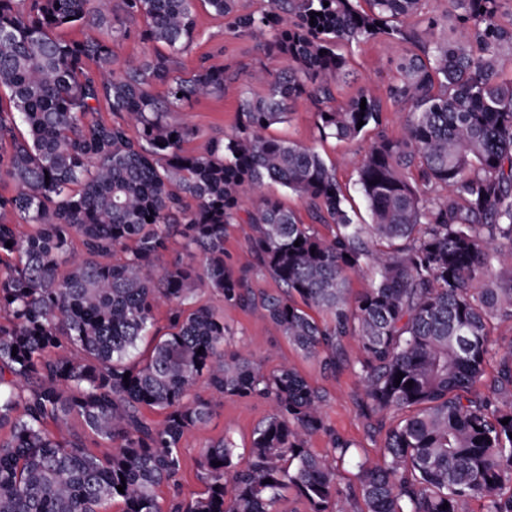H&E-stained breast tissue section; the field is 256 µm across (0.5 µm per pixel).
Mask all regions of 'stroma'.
<instances>
[{
	"label": "stroma",
	"mask_w": 512,
	"mask_h": 512,
	"mask_svg": "<svg viewBox=\"0 0 512 512\" xmlns=\"http://www.w3.org/2000/svg\"><path fill=\"white\" fill-rule=\"evenodd\" d=\"M198 19L202 38L178 58L177 74H190L200 57L205 56L210 64L237 72L238 79L226 86L223 95L200 99L178 112L179 120L200 131L198 137L185 145L186 150L192 152L202 150L209 138L231 135L241 96L249 90L267 89L285 67L283 59L264 53L254 39L228 34L223 20L205 11L200 12ZM401 52V45L382 38L354 48L350 54V75L346 83L339 86L338 100H345L359 89L383 95L394 76L393 62ZM315 121L314 106L301 99L294 104L287 120L273 125L268 134L301 145L316 146L326 164L335 167L336 178L357 213V223H369L370 217L355 181L357 166L374 139V131H366L354 140L331 138L322 142L318 139ZM224 324L229 331L224 343L226 351L253 355L267 372L285 363L293 365L311 385L325 392L327 425L352 444L349 456L338 465L340 496L334 507L336 512H360L363 501L354 478V463L365 458L378 459L383 452V436L370 429L368 419L359 408L361 387L355 370L362 351L357 338L344 339L342 365L336 374L330 375L323 373L316 361L304 358L267 321L253 312L225 307ZM270 411V403L259 398L225 400L204 426L186 436L183 442L186 465L178 478L179 486L175 489L159 487L157 494L161 503H168L175 495L187 501L201 493L204 483L197 466L201 449L229 435L240 451H247L255 428Z\"/></svg>",
	"instance_id": "35a3bbf8"
}]
</instances>
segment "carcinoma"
I'll use <instances>...</instances> for the list:
<instances>
[{"label":"carcinoma","instance_id":"obj_1","mask_svg":"<svg viewBox=\"0 0 512 512\" xmlns=\"http://www.w3.org/2000/svg\"><path fill=\"white\" fill-rule=\"evenodd\" d=\"M198 1L288 68L265 94L244 93L234 134L189 152L198 131L175 113L231 80L205 56L174 75L200 37ZM505 2L0 0V184L11 185L0 193V512H99L115 500L163 512L156 490L182 472L183 439L226 398L264 399L272 412L245 465L228 437L205 446L204 491L168 512H275L290 490L329 512L351 443L327 426L325 394L293 367L266 373L224 352V313L200 301L208 291L260 314L325 371L344 338L359 340L362 410L385 431L381 459L355 463L365 512H465L473 499L512 512V347L491 338L495 320L512 319V285L478 287L493 276L489 251L512 266ZM83 24L103 35H61ZM131 37L145 56L118 69L114 45ZM376 38L403 45L386 98L338 100L349 70L339 47ZM299 99L315 107L322 140L375 131L356 181L370 223L354 222L316 148L266 134ZM391 108L407 111L396 136ZM269 182L311 223L264 195ZM246 199L254 265L236 270L224 235ZM173 241L180 252L166 262ZM255 266L282 292L255 293ZM369 266L376 280L351 298L348 275ZM150 335L148 358L128 362ZM202 378L206 397L193 393ZM390 409L405 416L388 427ZM320 432L324 455L308 448ZM100 441L111 456L90 450Z\"/></svg>","mask_w":512,"mask_h":512}]
</instances>
